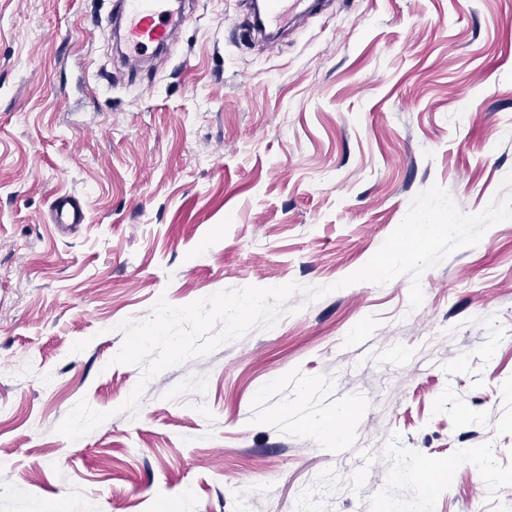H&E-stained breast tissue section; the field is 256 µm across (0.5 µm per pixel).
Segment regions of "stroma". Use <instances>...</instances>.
I'll use <instances>...</instances> for the list:
<instances>
[{
  "label": "stroma",
  "mask_w": 512,
  "mask_h": 512,
  "mask_svg": "<svg viewBox=\"0 0 512 512\" xmlns=\"http://www.w3.org/2000/svg\"><path fill=\"white\" fill-rule=\"evenodd\" d=\"M183 3L129 68L111 0H0V512H416L423 461L430 512H512V220L418 308L405 276L292 296L137 416L113 361L159 297L345 278L432 185L483 211L512 172V0H322L270 52L251 0ZM82 400L107 418L72 442ZM53 221L58 227L82 224L84 213L78 199L71 195L59 197L55 204Z\"/></svg>",
  "instance_id": "35a3bbf8"
}]
</instances>
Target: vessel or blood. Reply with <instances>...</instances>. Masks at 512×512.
<instances>
[{
  "mask_svg": "<svg viewBox=\"0 0 512 512\" xmlns=\"http://www.w3.org/2000/svg\"><path fill=\"white\" fill-rule=\"evenodd\" d=\"M320 0H265L262 28L267 33V45H274L276 35L297 12L314 11ZM113 10L121 20L127 57L141 59V51L149 46L169 43L181 27L182 17L174 15L171 0H114ZM53 221L57 226L70 227L83 223L84 213L77 198L59 197Z\"/></svg>",
  "mask_w": 512,
  "mask_h": 512,
  "instance_id": "b4317fda",
  "label": "vessel or blood"
}]
</instances>
